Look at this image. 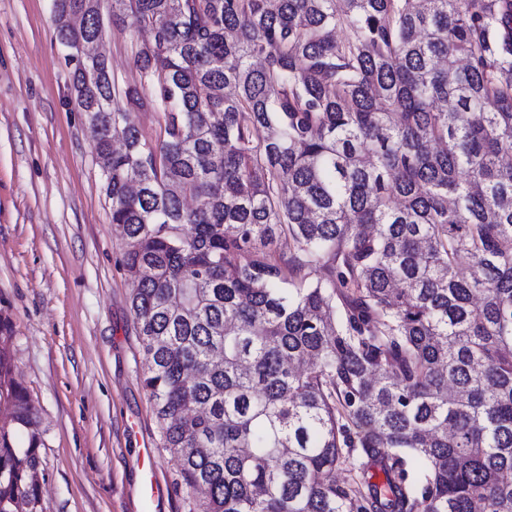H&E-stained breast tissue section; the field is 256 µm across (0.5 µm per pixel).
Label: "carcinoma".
Here are the masks:
<instances>
[{
  "instance_id": "1",
  "label": "carcinoma",
  "mask_w": 512,
  "mask_h": 512,
  "mask_svg": "<svg viewBox=\"0 0 512 512\" xmlns=\"http://www.w3.org/2000/svg\"><path fill=\"white\" fill-rule=\"evenodd\" d=\"M107 14L139 82L85 56L73 91L201 512H512V0H57L56 37ZM0 404V512H37L1 350ZM144 40L145 36L135 30L130 17L112 21V17L106 16L101 49L111 64L112 74L121 83L139 79L135 58Z\"/></svg>"
}]
</instances>
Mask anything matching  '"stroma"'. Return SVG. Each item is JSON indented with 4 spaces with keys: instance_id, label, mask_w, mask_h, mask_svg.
Segmentation results:
<instances>
[{
    "instance_id": "35a3bbf8",
    "label": "stroma",
    "mask_w": 512,
    "mask_h": 512,
    "mask_svg": "<svg viewBox=\"0 0 512 512\" xmlns=\"http://www.w3.org/2000/svg\"><path fill=\"white\" fill-rule=\"evenodd\" d=\"M53 0H0V317L43 431L37 512H143L141 450L156 455L153 512H196L162 446L90 130L71 92ZM145 37L105 23L102 51L137 80Z\"/></svg>"
}]
</instances>
